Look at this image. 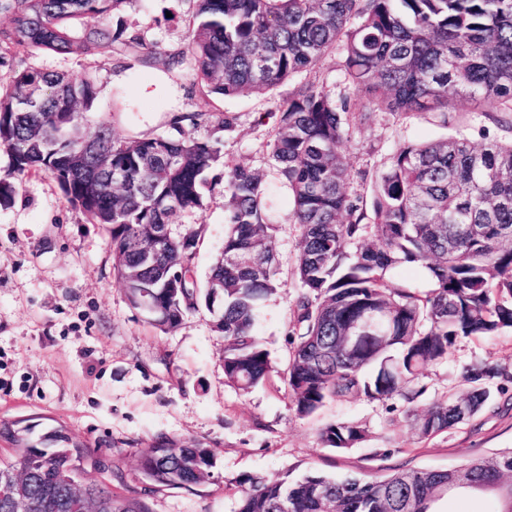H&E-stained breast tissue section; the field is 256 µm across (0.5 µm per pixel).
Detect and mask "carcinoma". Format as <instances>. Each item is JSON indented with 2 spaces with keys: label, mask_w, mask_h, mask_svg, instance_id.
Masks as SVG:
<instances>
[{
  "label": "carcinoma",
  "mask_w": 512,
  "mask_h": 512,
  "mask_svg": "<svg viewBox=\"0 0 512 512\" xmlns=\"http://www.w3.org/2000/svg\"><path fill=\"white\" fill-rule=\"evenodd\" d=\"M131 0H0V50L90 56L144 48L120 12ZM187 44L202 90L263 94L315 66L346 38L345 74L363 107L448 117L460 104L497 103L512 112V0H195ZM87 16L113 18L86 27ZM97 95L91 75L20 68L0 93V146L13 171L53 176L66 200L112 244L113 269L131 308L149 303L151 326L168 332L205 307L224 338V377L242 391L276 373L256 336L258 313L277 291V261L263 175L224 160L222 112L174 115L170 136L118 139L102 126L83 133ZM212 136H187L183 125ZM350 130L347 105L312 84L300 86L279 112L269 156L293 199L300 227L293 304L292 356L283 379L294 412L307 417L327 402L411 404L426 388L421 369L446 361L459 338L512 332V142L474 144L462 134L400 145L375 178L371 198L348 190L351 172L340 151ZM224 171V259L204 288L192 283L195 235L164 236L149 258L138 236L172 224L202 203L205 175ZM418 263L434 288L416 293L391 272ZM182 273L177 288H158ZM499 366L476 359L464 368L469 390L420 414L406 410L420 438L476 416L491 399L487 383ZM368 435L357 421L319 432L326 448H354ZM0 437L15 445L3 465L33 512H151L147 503L106 484L69 477L84 464L106 467L70 447L59 429L50 445L34 444L22 421ZM209 448L157 443L139 457L154 489H185L211 477ZM460 476L479 490L512 491V448L448 470L407 469L379 479L312 474L297 481L244 473L224 484L236 512H433Z\"/></svg>",
  "instance_id": "1"
}]
</instances>
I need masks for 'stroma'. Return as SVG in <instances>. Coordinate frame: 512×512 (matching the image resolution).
I'll use <instances>...</instances> for the list:
<instances>
[{
    "label": "stroma",
    "mask_w": 512,
    "mask_h": 512,
    "mask_svg": "<svg viewBox=\"0 0 512 512\" xmlns=\"http://www.w3.org/2000/svg\"><path fill=\"white\" fill-rule=\"evenodd\" d=\"M193 0H130L123 17L153 52L150 61L127 62L78 53L0 50V87L17 68L65 71L96 77L97 98L87 133L106 124L119 137L169 134L176 113L221 112L233 121L224 135V158L265 175L276 214L277 291L263 304L256 330L279 368H286L293 329L292 307L301 284L295 274L300 230L292 203L272 166L267 143L278 112L304 84L330 90L351 113L342 152L351 169V192L369 195L375 175L405 142H427L464 133L472 142L512 140L505 112L488 104L452 109L447 122L422 113L393 114L377 108L362 118L361 99L344 77L342 48L313 69L264 94L209 96L192 66L179 62L189 39ZM165 76L172 98L144 100L140 84ZM16 192L0 205V424L16 420L62 425L73 443L118 465L121 493L144 499L152 512H236L225 481L243 473L299 479L317 473L374 480L393 470L457 467L512 448V332L488 339H457L443 364L426 366V393L411 408L425 411L444 395L460 396L462 371L475 359L494 361L504 377L492 381V402L474 418L428 439L412 434L408 407L365 399L331 402L301 418L281 380L242 391L224 378V340L207 310L188 314L169 332L130 308L113 271L112 246L103 225L68 203L49 174L15 175ZM224 179L209 174L202 204L177 213L174 236L195 235L192 274L204 285L224 246ZM336 420L366 425L361 445L323 447L319 431ZM211 449L212 478L195 491L155 490L142 479L138 460L159 441Z\"/></svg>",
    "instance_id": "obj_1"
}]
</instances>
